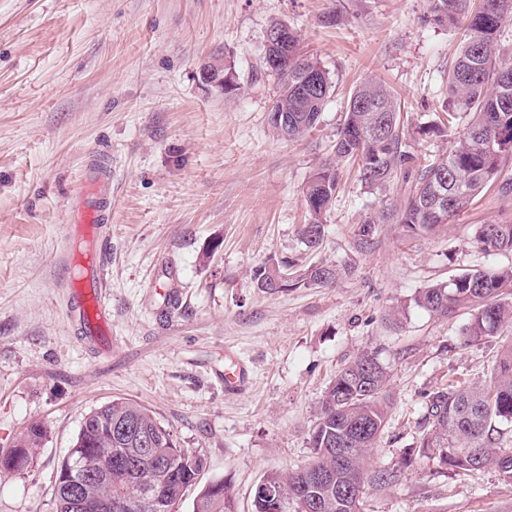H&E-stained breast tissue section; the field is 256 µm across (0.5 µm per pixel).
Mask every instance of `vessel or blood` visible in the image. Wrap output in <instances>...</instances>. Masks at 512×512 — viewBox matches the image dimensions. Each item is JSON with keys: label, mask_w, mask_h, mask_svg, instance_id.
<instances>
[{"label": "vessel or blood", "mask_w": 512, "mask_h": 512, "mask_svg": "<svg viewBox=\"0 0 512 512\" xmlns=\"http://www.w3.org/2000/svg\"><path fill=\"white\" fill-rule=\"evenodd\" d=\"M112 207V171L88 168L80 192L65 224L72 244L68 266L71 271V304L68 319L88 346L102 348L111 341V310L105 300L107 287L104 251L105 213Z\"/></svg>", "instance_id": "vessel-or-blood-1"}]
</instances>
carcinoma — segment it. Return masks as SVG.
I'll use <instances>...</instances> for the list:
<instances>
[{"label":"carcinoma","instance_id":"cac0c4a2","mask_svg":"<svg viewBox=\"0 0 512 512\" xmlns=\"http://www.w3.org/2000/svg\"><path fill=\"white\" fill-rule=\"evenodd\" d=\"M432 20L440 26L457 24L462 14L458 51L448 68L447 124H431L422 133L451 128L460 115L469 119L445 155L421 159L403 137L401 102L378 79H366L352 92L336 133L335 159L314 170L304 189L307 222L298 236L308 249L325 235V214L339 190L337 163L358 161L362 186L383 190L402 183L404 195L395 204L371 211L358 225L355 238L372 245L377 224H401L409 232L433 230L463 212L487 187L512 189L498 182L503 167L512 161V61L500 57L506 19H512V0H480L467 9L468 0H431ZM277 70L279 90L270 110L288 113V126H271L277 136L294 140L318 124L333 85L321 64L303 53L300 36L292 32L281 47ZM210 79L230 99L239 90L231 67L210 65ZM475 239L485 251L512 252V224H479ZM286 274L288 265L264 264L253 272L260 291L274 293L271 272ZM341 269L320 263L305 267L288 279L290 288L324 287L336 283ZM415 303L437 317L458 311L468 314L466 335L482 339L499 335L512 324V267L477 270L419 291ZM388 372L378 358L363 352L340 368L327 387L317 419L309 432L312 460L292 472H273L264 482L278 487L295 504L291 512H361L365 486L386 485L393 475L368 471L367 458L378 447L389 420ZM424 433L419 451L431 441L446 450V464L463 471L493 468L512 482V452L499 446L500 426L512 424V342L502 348L488 381L477 385L451 383L423 395ZM46 430L32 422L0 457L21 453L31 463ZM172 463L163 480L156 464ZM84 476L86 492L95 498L146 500L149 507L135 512H167L182 501L204 467L201 455L177 444L174 435L147 407L114 399L90 410L83 418L68 455L55 476L56 512H75L65 475L74 464ZM112 469V481L101 479ZM353 496L354 509L339 500V489ZM192 512H236L234 496L224 481L204 487L193 501Z\"/></svg>","mask_w":512,"mask_h":512}]
</instances>
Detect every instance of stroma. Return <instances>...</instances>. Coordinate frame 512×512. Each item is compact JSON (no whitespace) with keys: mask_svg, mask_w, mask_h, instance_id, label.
Segmentation results:
<instances>
[{"mask_svg":"<svg viewBox=\"0 0 512 512\" xmlns=\"http://www.w3.org/2000/svg\"><path fill=\"white\" fill-rule=\"evenodd\" d=\"M330 10L338 25L323 24ZM277 22L335 87L297 141L268 125L279 81L263 52ZM457 44L429 0H0V449L31 422L46 429L27 469L0 473V512H56L58 465L84 415L115 398L151 409L203 456L198 486L225 481L237 512H252L269 472L311 461L320 399L365 351L386 367L391 401L370 467L397 479L366 486L362 512H512V483L496 470L409 456L424 392L489 379L512 340L507 328L470 340L467 314L439 318L414 302L429 285L512 266V252H484L474 235L512 224V193L491 187L430 232L377 225L362 249L354 228L393 194L367 192L343 162L321 248L297 236L305 185L331 158L362 79L398 97L417 155L449 147L418 128L448 96ZM217 59L238 75L234 98L200 78ZM102 163L112 167L107 353L82 345L66 318L62 262L82 172ZM272 258L344 273L330 287L268 294L252 272ZM228 350L248 367L235 394L224 391Z\"/></svg>","mask_w":512,"mask_h":512,"instance_id":"35a3bbf8","label":"stroma"}]
</instances>
